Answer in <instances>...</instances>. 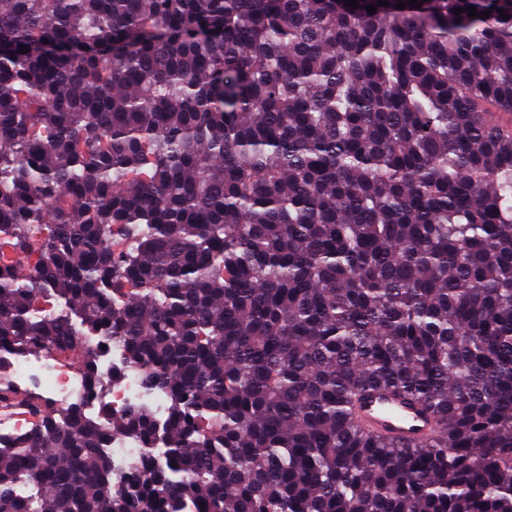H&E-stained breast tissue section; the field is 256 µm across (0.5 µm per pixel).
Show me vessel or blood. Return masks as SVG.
Listing matches in <instances>:
<instances>
[{"label": "vessel or blood", "instance_id": "vessel-or-blood-1", "mask_svg": "<svg viewBox=\"0 0 512 512\" xmlns=\"http://www.w3.org/2000/svg\"><path fill=\"white\" fill-rule=\"evenodd\" d=\"M357 416L368 428L400 438L422 437L432 429L431 419L420 408L383 391L362 397Z\"/></svg>", "mask_w": 512, "mask_h": 512}]
</instances>
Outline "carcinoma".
Returning a JSON list of instances; mask_svg holds the SVG:
<instances>
[{
	"mask_svg": "<svg viewBox=\"0 0 512 512\" xmlns=\"http://www.w3.org/2000/svg\"><path fill=\"white\" fill-rule=\"evenodd\" d=\"M379 2L0 0V351L91 390L93 332L167 395L1 371L42 425L0 512H512V0ZM374 387L432 432L362 426ZM85 343L96 349V366L102 384L94 393H87L84 376L77 364L58 355H34V359L0 351V366L14 379L50 396L61 407L78 405L85 414L98 417L103 410L122 414L132 406H146L165 419V395L146 392L140 382L139 368L130 363L128 353L120 343L111 342L102 348L98 336H82ZM116 475H125L140 455L141 444L131 437L116 435L109 443Z\"/></svg>",
	"mask_w": 512,
	"mask_h": 512,
	"instance_id": "1",
	"label": "carcinoma"
}]
</instances>
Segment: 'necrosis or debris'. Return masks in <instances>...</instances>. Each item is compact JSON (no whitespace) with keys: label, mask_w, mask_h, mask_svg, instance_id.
<instances>
[{"label":"necrosis or debris","mask_w":512,"mask_h":512,"mask_svg":"<svg viewBox=\"0 0 512 512\" xmlns=\"http://www.w3.org/2000/svg\"><path fill=\"white\" fill-rule=\"evenodd\" d=\"M85 342L97 351L96 366L102 381L92 393L87 392L78 365L56 355L39 354L31 359L0 351V367L9 371L17 382L49 394L57 405L80 406L91 417L104 412L121 414L139 405L164 415V394L143 389L139 369L131 364L122 344L104 345L95 336L86 337Z\"/></svg>","instance_id":"1"}]
</instances>
